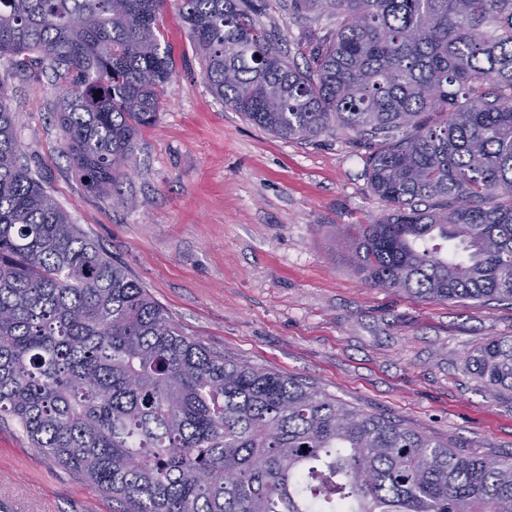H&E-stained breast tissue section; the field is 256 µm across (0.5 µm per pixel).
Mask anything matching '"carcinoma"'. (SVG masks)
Segmentation results:
<instances>
[{
	"instance_id": "obj_1",
	"label": "carcinoma",
	"mask_w": 512,
	"mask_h": 512,
	"mask_svg": "<svg viewBox=\"0 0 512 512\" xmlns=\"http://www.w3.org/2000/svg\"><path fill=\"white\" fill-rule=\"evenodd\" d=\"M165 0H0V56L63 82V152L110 191L174 67ZM211 91L285 140L363 134L354 269L433 301L512 304V0H292L337 18L301 68L252 0H178ZM0 79V415L127 512H512V458L419 429L187 337L19 163ZM456 241L461 253L437 241ZM512 391V337L467 359Z\"/></svg>"
}]
</instances>
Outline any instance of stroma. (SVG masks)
Wrapping results in <instances>:
<instances>
[{"instance_id": "1", "label": "stroma", "mask_w": 512, "mask_h": 512, "mask_svg": "<svg viewBox=\"0 0 512 512\" xmlns=\"http://www.w3.org/2000/svg\"><path fill=\"white\" fill-rule=\"evenodd\" d=\"M289 3L258 0L253 19L303 66L304 48L336 22L297 17ZM158 26L173 77L109 194L87 189L60 152L53 72L39 63L18 72L0 57L30 175L210 352L401 419L459 455L512 456V391L466 364L490 338L512 336V305L434 302L365 282L336 227L386 210L368 181L372 141L349 130L296 141L259 129L211 92L176 0ZM0 507L122 509L32 447L9 416L0 417Z\"/></svg>"}]
</instances>
